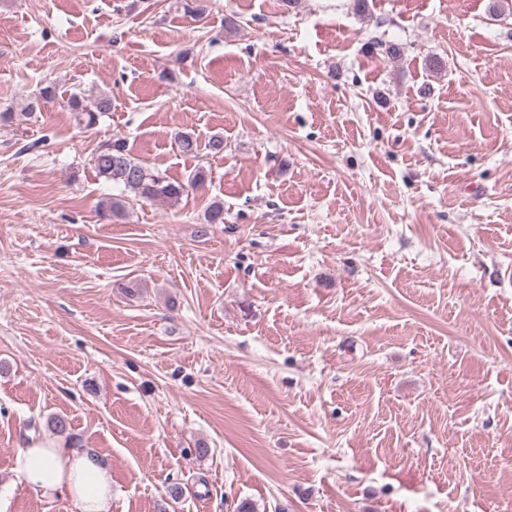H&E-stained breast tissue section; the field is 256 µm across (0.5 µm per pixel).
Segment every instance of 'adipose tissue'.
<instances>
[{"instance_id": "obj_1", "label": "adipose tissue", "mask_w": 512, "mask_h": 512, "mask_svg": "<svg viewBox=\"0 0 512 512\" xmlns=\"http://www.w3.org/2000/svg\"><path fill=\"white\" fill-rule=\"evenodd\" d=\"M14 469L35 492L68 497L77 512H109L112 505L110 469L96 456L64 442L18 448Z\"/></svg>"}]
</instances>
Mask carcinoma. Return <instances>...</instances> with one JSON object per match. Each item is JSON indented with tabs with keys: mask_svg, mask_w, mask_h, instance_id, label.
<instances>
[{
	"mask_svg": "<svg viewBox=\"0 0 512 512\" xmlns=\"http://www.w3.org/2000/svg\"><path fill=\"white\" fill-rule=\"evenodd\" d=\"M67 106L78 123L89 130L101 117L112 111V96L101 92L88 98L73 93L67 99ZM174 140L183 155H198V142L190 133L179 132ZM91 163L99 177L112 183L120 191V194L99 204L102 214L111 218L124 216L126 200L131 196L146 201H175L188 191L204 186L208 178L207 172L199 168L185 183L169 180L135 158L121 138L110 139L100 145L93 154Z\"/></svg>",
	"mask_w": 512,
	"mask_h": 512,
	"instance_id": "obj_1",
	"label": "carcinoma"
}]
</instances>
